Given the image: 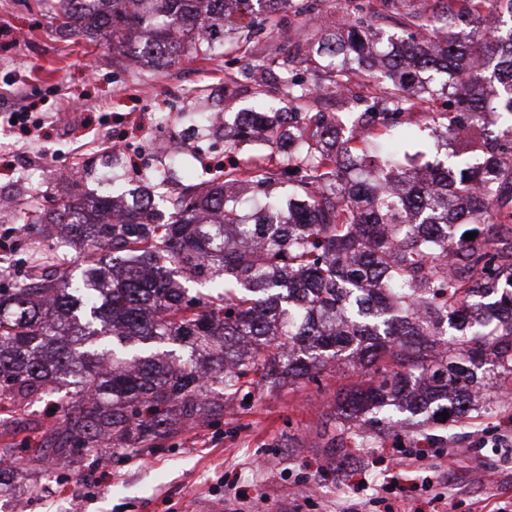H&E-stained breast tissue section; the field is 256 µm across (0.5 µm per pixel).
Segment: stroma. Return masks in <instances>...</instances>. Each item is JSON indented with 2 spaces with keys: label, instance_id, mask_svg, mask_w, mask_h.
I'll return each instance as SVG.
<instances>
[{
  "label": "stroma",
  "instance_id": "35a3bbf8",
  "mask_svg": "<svg viewBox=\"0 0 512 512\" xmlns=\"http://www.w3.org/2000/svg\"><path fill=\"white\" fill-rule=\"evenodd\" d=\"M59 0H0V114L23 98L38 104L30 135L0 121V190L16 205L0 216L9 234L11 280L28 277L23 265L34 248L48 247L41 224L25 212L32 198L52 195L59 204L121 193L163 182L167 202L186 190L183 177L165 179L164 165L148 151L162 135L184 139L179 157L196 179L215 176L224 138L197 141L191 134L202 112L223 113L233 123L257 101L277 103L282 90L256 89L242 71L274 57L301 58L325 33L345 30L355 16L380 13L382 0H314L311 12L283 11L275 30H254L225 41L212 57L182 56L147 68L113 58L104 44L58 30ZM359 378L344 364L294 385L261 384L250 398L209 399V419L177 425L155 448H123L107 460L86 457L55 476L38 473L43 494L28 497L27 476L0 496V512H387L377 485L399 477L422 482L442 465L446 480L430 495L447 498L453 512H512V449L496 439L512 435V404L486 388L488 402L468 418L422 436L414 429L361 437L336 429V398ZM43 401L30 403L0 444L37 448L61 424ZM247 490L248 500L237 497Z\"/></svg>",
  "mask_w": 512,
  "mask_h": 512
}]
</instances>
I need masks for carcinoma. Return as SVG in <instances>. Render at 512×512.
I'll list each match as a JSON object with an SVG mask.
<instances>
[{
    "label": "carcinoma",
    "instance_id": "obj_1",
    "mask_svg": "<svg viewBox=\"0 0 512 512\" xmlns=\"http://www.w3.org/2000/svg\"><path fill=\"white\" fill-rule=\"evenodd\" d=\"M384 2L383 19L404 29L433 25L440 36L399 39L375 16L326 34L317 53L341 123L313 111L321 86L285 59L289 111L249 113L224 144V180L200 181L191 199L172 204L167 223L155 220L149 192L133 206L104 196L89 212L31 206L44 224L85 229L92 256L72 277L63 240L29 256L59 273L0 287V428L47 393L65 416L59 440L29 458L0 446V493L14 488L1 464L35 471L57 458L71 466L77 453L154 442L177 414L204 418L215 384L234 400L257 380L310 379L344 358L378 378L337 397L336 423L394 429L444 411L468 417L475 394L512 375V263L478 288L463 278L500 257L477 225H512V0H448L437 16L429 0L404 14ZM61 5L59 29L100 35L126 59L163 64L275 28L293 0ZM356 82L375 96L373 106L403 117L405 131L431 122L446 143L455 138L451 111L466 113L482 161L454 150L424 173L409 168L395 121L369 144L357 138L366 113L350 110L344 96ZM488 83L497 84L491 95ZM491 125L499 126L492 138ZM260 135L273 145L294 137L279 166L296 179L287 206L269 196L247 216L253 199L243 192L280 176L235 159L238 139ZM460 224L477 236L449 241Z\"/></svg>",
    "mask_w": 512,
    "mask_h": 512
}]
</instances>
